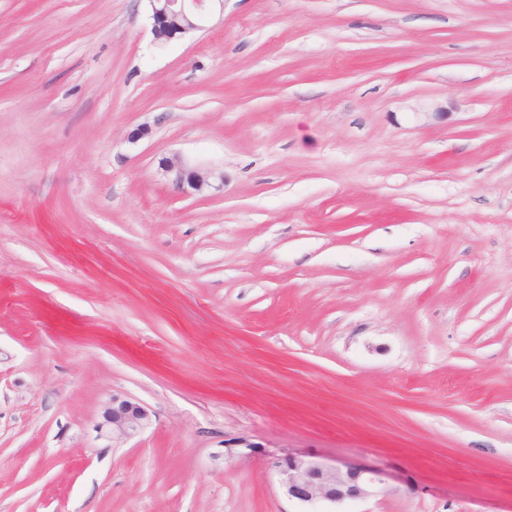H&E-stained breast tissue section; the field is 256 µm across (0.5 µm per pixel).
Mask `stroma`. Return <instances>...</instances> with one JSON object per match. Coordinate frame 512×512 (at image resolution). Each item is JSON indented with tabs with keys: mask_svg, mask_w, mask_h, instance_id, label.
<instances>
[{
	"mask_svg": "<svg viewBox=\"0 0 512 512\" xmlns=\"http://www.w3.org/2000/svg\"><path fill=\"white\" fill-rule=\"evenodd\" d=\"M287 453L512 512V0H0V512H310ZM157 40L185 37L205 28L217 7L224 12V0H147ZM164 171L175 189L183 195H200L207 190L219 192L224 189V173L189 167L179 158L166 162ZM149 410L140 403L120 396L104 406L101 420L96 429L99 433L112 436V444L134 437L147 427L150 421Z\"/></svg>",
	"mask_w": 512,
	"mask_h": 512,
	"instance_id": "1",
	"label": "stroma"
}]
</instances>
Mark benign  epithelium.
Instances as JSON below:
<instances>
[{"label": "benign epithelium", "instance_id": "obj_1", "mask_svg": "<svg viewBox=\"0 0 512 512\" xmlns=\"http://www.w3.org/2000/svg\"><path fill=\"white\" fill-rule=\"evenodd\" d=\"M156 39L185 37L205 28L215 11H224V0H148ZM166 175L183 195H200L224 188V174L214 169L189 167L180 159L164 164ZM149 410L120 396L104 406L96 429L117 444L147 427ZM285 494L310 505L340 504L374 496L383 491L390 474L378 466H357L334 459L326 461L288 454L273 461Z\"/></svg>", "mask_w": 512, "mask_h": 512}]
</instances>
